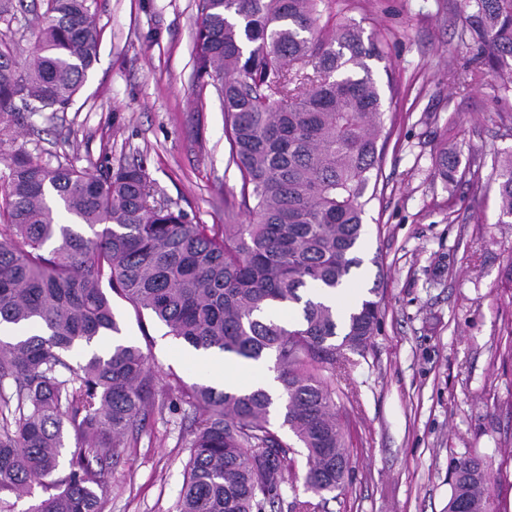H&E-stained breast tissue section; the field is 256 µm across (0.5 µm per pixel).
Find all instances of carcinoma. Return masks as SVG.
Here are the masks:
<instances>
[{
  "label": "carcinoma",
  "instance_id": "1",
  "mask_svg": "<svg viewBox=\"0 0 512 512\" xmlns=\"http://www.w3.org/2000/svg\"><path fill=\"white\" fill-rule=\"evenodd\" d=\"M319 2L199 0L195 76L223 99L229 162L253 223H193L155 198L139 165L93 173L22 151L8 159L0 325L36 323L41 334L0 339V494L40 489L28 512H105L106 475L156 408L143 349L99 348L121 333L112 293L195 349L274 359L277 428L261 388L175 386L193 410L179 512H275L295 467L280 428L305 451L307 490L323 498L344 486L350 458L324 373L366 348L380 304L364 299L341 319L300 290L337 289L362 263L356 246L383 128L368 61L383 52L360 25L319 34ZM465 4L490 47L484 65L512 90V0ZM97 43L88 0H48L28 62L0 43V113L68 106ZM437 167L456 182V156L441 152ZM497 182L501 214L512 218V156ZM300 302L292 324L264 316ZM457 467L448 512H491L486 466Z\"/></svg>",
  "mask_w": 512,
  "mask_h": 512
}]
</instances>
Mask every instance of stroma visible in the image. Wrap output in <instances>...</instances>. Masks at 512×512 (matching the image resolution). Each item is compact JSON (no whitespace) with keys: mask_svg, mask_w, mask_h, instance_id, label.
Returning <instances> with one entry per match:
<instances>
[{"mask_svg":"<svg viewBox=\"0 0 512 512\" xmlns=\"http://www.w3.org/2000/svg\"><path fill=\"white\" fill-rule=\"evenodd\" d=\"M47 0H24L0 40L19 58ZM99 18L96 60L74 102L24 115L0 139V158L24 150L92 172L141 164L155 196L197 224H246L241 177L229 165L222 99L194 79L198 0H88ZM319 27L362 24L381 44L383 149L377 197L365 209L363 264L351 279L376 289L379 325L336 378L352 473L319 504L298 458L282 512H447L448 472L476 458L489 468L493 512H512V219L499 208L497 162L512 152V91L492 74L468 89L452 70L488 50L469 32L463 0H321ZM459 151L458 183L436 174L442 148ZM123 341L150 355V424L108 477L105 512H177L192 410L174 383L206 371L120 297Z\"/></svg>","mask_w":512,"mask_h":512,"instance_id":"stroma-1","label":"stroma"}]
</instances>
